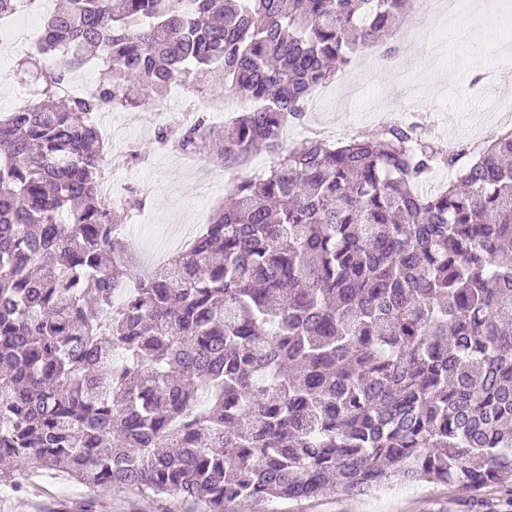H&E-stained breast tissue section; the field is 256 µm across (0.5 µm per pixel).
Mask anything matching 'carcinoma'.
<instances>
[{"mask_svg": "<svg viewBox=\"0 0 512 512\" xmlns=\"http://www.w3.org/2000/svg\"><path fill=\"white\" fill-rule=\"evenodd\" d=\"M417 0H66L0 116V486L311 499L394 481L512 492V129L445 150L422 124L288 143L316 87ZM96 64L94 86L70 75ZM213 80L260 103L157 140L238 180L141 274L100 194L91 120ZM457 175L436 190V167ZM130 188L120 208L145 206ZM137 279V287L129 280Z\"/></svg>", "mask_w": 512, "mask_h": 512, "instance_id": "obj_1", "label": "carcinoma"}]
</instances>
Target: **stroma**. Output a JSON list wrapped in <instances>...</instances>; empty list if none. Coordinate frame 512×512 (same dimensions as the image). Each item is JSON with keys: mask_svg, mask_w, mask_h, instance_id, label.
Returning <instances> with one entry per match:
<instances>
[{"mask_svg": "<svg viewBox=\"0 0 512 512\" xmlns=\"http://www.w3.org/2000/svg\"><path fill=\"white\" fill-rule=\"evenodd\" d=\"M497 25L481 15L459 13L448 31L433 20L418 16L422 37L411 43L384 40L378 53L364 59L353 74L358 92L347 110H339L329 97L322 111H306L304 124L332 129L350 121L359 135L372 136L382 127L375 108L386 112L419 113L431 135L445 143L468 141L475 130L491 131L484 119V105L512 89V75L497 69L496 57L503 43L512 42V0H495ZM428 56V68H418L416 56ZM113 128H125L126 140L112 139L109 152L126 174L127 184L146 196L145 208L133 214L130 225L148 224L152 233L134 240L136 250L162 249L169 245L177 225L194 224L210 217L228 195V188L207 191L197 169L223 172L217 157H203L199 165L186 164L179 152L163 147L143 112L131 109L112 115ZM31 480L47 486L51 494L41 502L18 503L15 496L0 492V512H76L80 486L44 470H30ZM501 495L496 487L474 489L437 483H393L385 489L357 496L331 495L311 500L244 499L228 504L226 512H493ZM102 512H190L182 499L140 497L120 489L104 494Z\"/></svg>", "mask_w": 512, "mask_h": 512, "instance_id": "1", "label": "stroma"}]
</instances>
